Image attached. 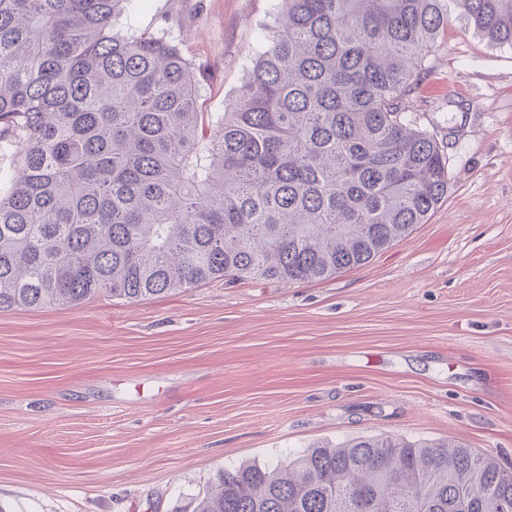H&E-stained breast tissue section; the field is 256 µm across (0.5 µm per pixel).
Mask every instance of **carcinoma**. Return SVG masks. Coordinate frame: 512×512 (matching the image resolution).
<instances>
[{
    "mask_svg": "<svg viewBox=\"0 0 512 512\" xmlns=\"http://www.w3.org/2000/svg\"><path fill=\"white\" fill-rule=\"evenodd\" d=\"M139 0H0V311L362 266L448 193L405 97L450 17L512 47V0H281L222 112ZM195 512H512L462 444L368 437L219 472Z\"/></svg>",
    "mask_w": 512,
    "mask_h": 512,
    "instance_id": "obj_1",
    "label": "carcinoma"
}]
</instances>
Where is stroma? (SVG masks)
<instances>
[{
  "label": "stroma",
  "mask_w": 512,
  "mask_h": 512,
  "mask_svg": "<svg viewBox=\"0 0 512 512\" xmlns=\"http://www.w3.org/2000/svg\"><path fill=\"white\" fill-rule=\"evenodd\" d=\"M280 0H146L203 66L244 80ZM448 194L369 263L126 302L0 311V512H193L220 470L391 436L512 470V48L451 21L406 98Z\"/></svg>",
  "instance_id": "1"
}]
</instances>
